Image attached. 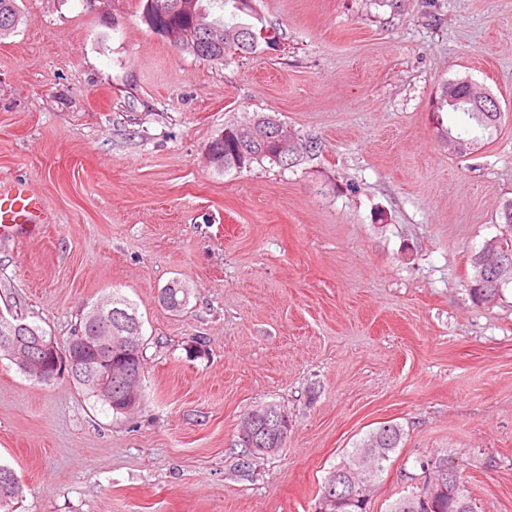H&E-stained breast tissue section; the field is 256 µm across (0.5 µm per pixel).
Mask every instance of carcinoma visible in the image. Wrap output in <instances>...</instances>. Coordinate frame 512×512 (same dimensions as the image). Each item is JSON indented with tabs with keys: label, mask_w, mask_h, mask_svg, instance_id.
I'll return each instance as SVG.
<instances>
[{
	"label": "carcinoma",
	"mask_w": 512,
	"mask_h": 512,
	"mask_svg": "<svg viewBox=\"0 0 512 512\" xmlns=\"http://www.w3.org/2000/svg\"><path fill=\"white\" fill-rule=\"evenodd\" d=\"M193 11L174 17V21L186 28L197 30V41L190 45H182L180 49L199 58L209 57L213 61L228 62L238 54H258L261 52L262 28L261 15L252 5L254 0H192ZM253 19V22L240 21L241 15ZM19 22V8L17 0H0V37H6L14 32ZM215 28L224 32V40L217 45L210 41L208 28ZM436 109L439 112L450 110L460 112L467 117L468 124L460 132V135L483 141L485 135L491 134L496 123L488 119L482 112H469L462 107L448 106V96L441 93L436 101ZM275 118L270 114H258L247 125L256 126L257 139L253 140L249 147V155L243 163L236 166L232 164V158L239 153L238 137L239 126L231 125L224 129V138H215L208 148V159L215 169L224 171L227 169H248L255 163L264 160H272L271 154L275 153L277 146L265 139L267 129L270 128ZM512 283V262L498 272L488 271L487 276L482 277L479 272H474L471 292L473 297L482 303L494 301L502 288ZM162 300L165 307L170 310L183 308L188 301V292L179 282L170 284L162 292ZM28 323L29 329L26 335H49L43 327L27 322V316L21 312L7 311V316L0 315V332L4 329L5 318ZM96 329L103 334L116 333L119 327L115 322L107 319H93L90 314H85L79 322V327L74 329L71 336H76L81 331ZM271 415L266 425L256 433L257 443L255 455H263L265 448H280L285 432L279 425L277 415L282 413L281 408L275 403L265 405ZM402 439L401 428L396 424H385L370 433L355 451L366 448L376 451V464L373 473L383 469V463L390 459V453L399 446ZM368 484L359 481L346 489L350 498L343 501L337 512H367ZM21 493L20 484L15 478V472L7 465H0V512H14L12 503ZM388 512H473L471 500L467 494L464 483H459L457 497L452 499L446 493H434L429 482H423V486L409 495H406L389 506Z\"/></svg>",
	"instance_id": "carcinoma-1"
}]
</instances>
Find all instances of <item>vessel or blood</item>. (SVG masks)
I'll use <instances>...</instances> for the list:
<instances>
[{
  "label": "vessel or blood",
  "mask_w": 512,
  "mask_h": 512,
  "mask_svg": "<svg viewBox=\"0 0 512 512\" xmlns=\"http://www.w3.org/2000/svg\"><path fill=\"white\" fill-rule=\"evenodd\" d=\"M47 221L42 198L27 183L14 181L0 187V237L35 230Z\"/></svg>",
  "instance_id": "1"
}]
</instances>
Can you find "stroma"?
Wrapping results in <instances>:
<instances>
[{
    "instance_id": "stroma-1",
    "label": "stroma",
    "mask_w": 512,
    "mask_h": 512,
    "mask_svg": "<svg viewBox=\"0 0 512 512\" xmlns=\"http://www.w3.org/2000/svg\"><path fill=\"white\" fill-rule=\"evenodd\" d=\"M0 38V180L55 216L0 240V310L57 338L120 291L143 322L144 405L115 415L68 377L0 356V462L15 512H316L366 434L402 428L369 512L458 465L474 512H512V284L470 295L512 233V0H256L282 49L220 64L141 19L140 0H17ZM502 118L448 150L443 83ZM277 116L312 156L217 171L224 128ZM185 309L159 301L172 281ZM288 415L241 476L245 413ZM16 474L7 465H0V511L14 512L12 503L21 493L20 484L15 478ZM5 493H7L5 495Z\"/></svg>"
}]
</instances>
